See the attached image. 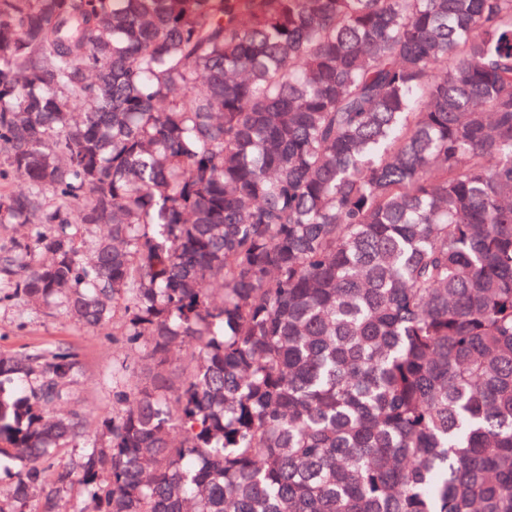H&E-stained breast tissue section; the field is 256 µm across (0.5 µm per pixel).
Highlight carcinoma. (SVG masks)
<instances>
[{"label":"carcinoma","mask_w":512,"mask_h":512,"mask_svg":"<svg viewBox=\"0 0 512 512\" xmlns=\"http://www.w3.org/2000/svg\"><path fill=\"white\" fill-rule=\"evenodd\" d=\"M0 153V276L147 340L49 477L0 355V512H512V0H0ZM91 507L90 497L77 485L62 493L57 501V512H90L87 510Z\"/></svg>","instance_id":"cac0c4a2"}]
</instances>
